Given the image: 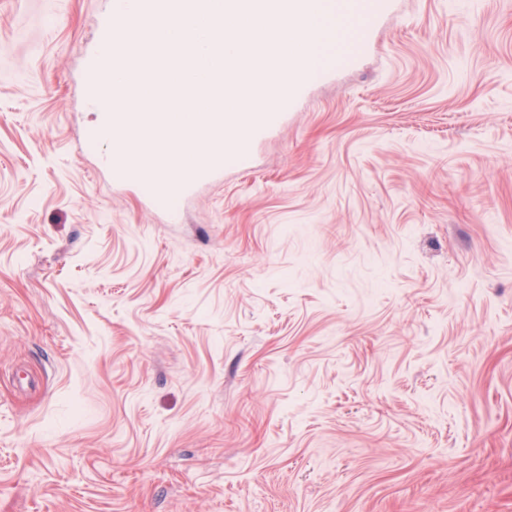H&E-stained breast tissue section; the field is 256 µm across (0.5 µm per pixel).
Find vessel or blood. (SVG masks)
Segmentation results:
<instances>
[{
	"instance_id": "obj_1",
	"label": "vessel or blood",
	"mask_w": 512,
	"mask_h": 512,
	"mask_svg": "<svg viewBox=\"0 0 512 512\" xmlns=\"http://www.w3.org/2000/svg\"><path fill=\"white\" fill-rule=\"evenodd\" d=\"M167 14L165 0H140V9L134 20L124 27H116L112 15L99 18L96 26L98 40H112L116 30H124L126 43L136 54L142 76L152 85L153 97L149 108L129 119L123 112H104L103 124L111 126L117 139L113 145L112 158L103 164L112 172L117 184H139L151 179L174 182L178 192L188 194L200 182L220 174L224 168L225 155H232L237 166L250 162V150L255 141L274 132L284 119L285 109L303 93L309 74L299 56L283 55L276 40L247 42L242 53L250 56L260 79L250 80L244 85L245 97H270L278 99L280 109L267 112H228L224 109V80L215 78L202 87L198 95L211 105L209 122L204 127L212 146L192 166L186 177H179L168 168L169 148L159 141L149 151H141L137 142L126 138L129 124L153 131L162 130L171 112L185 106L188 97L170 81L169 75L180 60L186 59L184 50L171 49L152 37V31Z\"/></svg>"
}]
</instances>
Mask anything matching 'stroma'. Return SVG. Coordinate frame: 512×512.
I'll return each mask as SVG.
<instances>
[{
	"label": "stroma",
	"instance_id": "35a3bbf8",
	"mask_svg": "<svg viewBox=\"0 0 512 512\" xmlns=\"http://www.w3.org/2000/svg\"><path fill=\"white\" fill-rule=\"evenodd\" d=\"M110 2L0 0V512H512V0H394L181 202L84 140Z\"/></svg>",
	"mask_w": 512,
	"mask_h": 512
}]
</instances>
